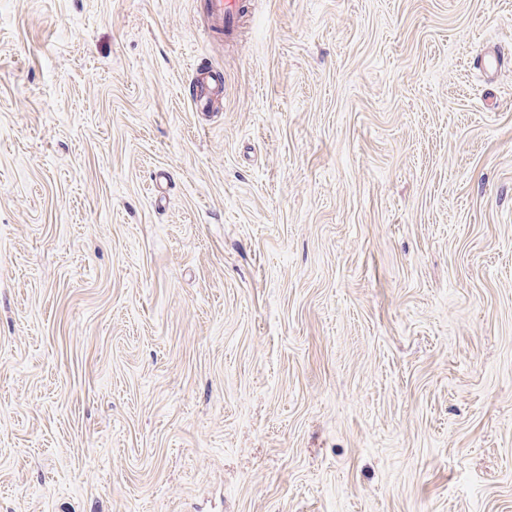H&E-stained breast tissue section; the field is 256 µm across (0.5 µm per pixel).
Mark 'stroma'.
<instances>
[{
	"mask_svg": "<svg viewBox=\"0 0 512 512\" xmlns=\"http://www.w3.org/2000/svg\"><path fill=\"white\" fill-rule=\"evenodd\" d=\"M203 5L0 0V512H512V0ZM204 16L206 25L201 28L203 33L222 31L230 37L242 26L251 13L252 4L249 0H204ZM192 71L199 87L193 105L196 111L204 112L214 100L224 96V72L204 57L194 62Z\"/></svg>",
	"mask_w": 512,
	"mask_h": 512,
	"instance_id": "35a3bbf8",
	"label": "stroma"
}]
</instances>
